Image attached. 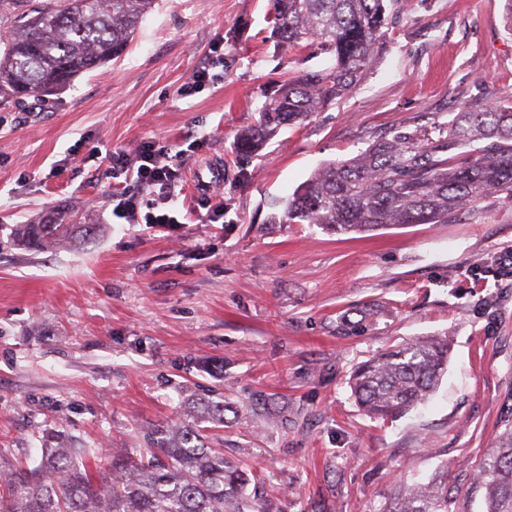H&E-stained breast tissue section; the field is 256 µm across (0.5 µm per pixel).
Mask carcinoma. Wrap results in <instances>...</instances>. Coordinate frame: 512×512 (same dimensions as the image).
Wrapping results in <instances>:
<instances>
[{"instance_id":"obj_1","label":"carcinoma","mask_w":512,"mask_h":512,"mask_svg":"<svg viewBox=\"0 0 512 512\" xmlns=\"http://www.w3.org/2000/svg\"><path fill=\"white\" fill-rule=\"evenodd\" d=\"M13 15L0 39V106L39 97L120 57L155 0H0ZM398 0H269L271 38L314 46L331 66L290 74L235 142L250 157L285 126H301L351 93L384 48ZM512 202V108L488 98L465 105L436 140L396 130L357 157L332 162L299 186L285 206L290 224H318L336 235L397 224H446L489 197ZM97 224H18V245L60 247L97 235ZM448 367V343L414 340L358 366L350 387L358 404L392 421L423 404ZM224 425V401L201 396L186 419L146 432L139 453L112 451L104 475L89 448L60 436L28 467L0 465V512H256L266 482L207 446L205 428ZM486 512H512V395L495 446L473 475ZM253 494H248V488ZM386 512H449L448 483L400 484Z\"/></svg>"}]
</instances>
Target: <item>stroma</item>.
<instances>
[{
    "label": "stroma",
    "mask_w": 512,
    "mask_h": 512,
    "mask_svg": "<svg viewBox=\"0 0 512 512\" xmlns=\"http://www.w3.org/2000/svg\"><path fill=\"white\" fill-rule=\"evenodd\" d=\"M268 0H156L123 56L65 90L0 107V459L48 433L77 448H139L218 390L211 447L278 490L275 512H381L398 483L448 474L450 512H485L473 468L512 393V202L449 224L336 236L273 224L318 169L393 129L441 135L452 112L512 106L506 0H400L357 89L239 159L238 134L310 48L275 47ZM222 62L184 95L212 53ZM165 147L175 224H129L125 190L153 198L105 150ZM224 177L194 191L193 172ZM102 225L93 243L29 251L17 224L56 211ZM439 338L448 370L426 405L368 415L349 379L406 342Z\"/></svg>",
    "instance_id": "35a3bbf8"
}]
</instances>
